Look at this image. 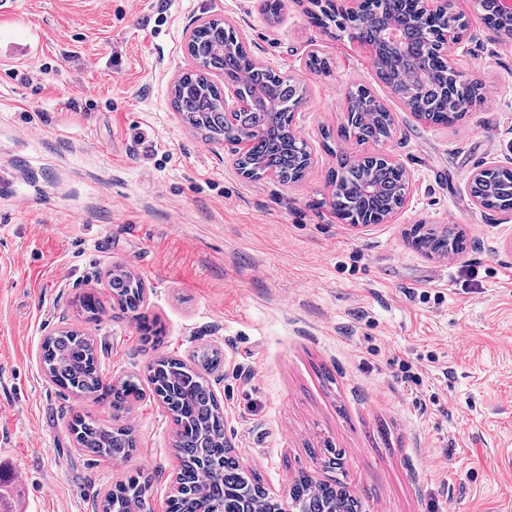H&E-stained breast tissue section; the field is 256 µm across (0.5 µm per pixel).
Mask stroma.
Instances as JSON below:
<instances>
[{"label":"stroma","mask_w":512,"mask_h":512,"mask_svg":"<svg viewBox=\"0 0 512 512\" xmlns=\"http://www.w3.org/2000/svg\"><path fill=\"white\" fill-rule=\"evenodd\" d=\"M0 13V468L10 512H99L113 484L149 481L168 512L173 424L135 402L137 448L122 468L79 448L74 416L105 404L53 384L46 336H92L106 381L146 379L157 355L218 351L208 379L240 465L270 493L299 474L355 493L363 512H512V216L478 206L473 171L512 166V40L461 0L472 40L455 63L488 90L462 122L417 119L369 51L323 27L311 0H14ZM222 16L251 55L304 85L292 125L305 177L244 178L230 146L203 140L171 106L191 66L192 24ZM330 71L307 65L310 52ZM367 87L394 118L383 144L344 139L347 98ZM387 153L412 186L382 224L337 218L339 155ZM457 225L463 251L428 258L406 234ZM140 277L163 341L142 340L108 274ZM94 294L102 309L79 306ZM421 379L404 383L402 363ZM339 465L325 463L328 454Z\"/></svg>","instance_id":"1"}]
</instances>
